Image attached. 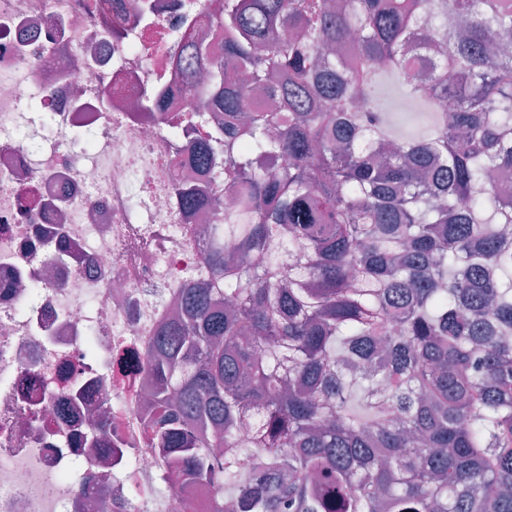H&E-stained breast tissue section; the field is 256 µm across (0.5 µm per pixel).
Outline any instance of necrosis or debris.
Listing matches in <instances>:
<instances>
[{"mask_svg":"<svg viewBox=\"0 0 512 512\" xmlns=\"http://www.w3.org/2000/svg\"><path fill=\"white\" fill-rule=\"evenodd\" d=\"M223 2L0 0V512H210L147 446L138 356L221 222L182 207L173 139L137 103L185 112L170 61Z\"/></svg>","mask_w":512,"mask_h":512,"instance_id":"1","label":"necrosis or debris"}]
</instances>
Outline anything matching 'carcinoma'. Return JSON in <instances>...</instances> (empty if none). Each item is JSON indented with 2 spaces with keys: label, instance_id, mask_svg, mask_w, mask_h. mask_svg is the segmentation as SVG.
<instances>
[{
  "label": "carcinoma",
  "instance_id": "cac0c4a2",
  "mask_svg": "<svg viewBox=\"0 0 512 512\" xmlns=\"http://www.w3.org/2000/svg\"><path fill=\"white\" fill-rule=\"evenodd\" d=\"M172 123L224 246L148 349L213 512H512V0H224ZM428 102L395 131L378 92ZM255 90L266 103L250 112ZM209 135L196 139L199 121ZM284 157L288 166L277 167Z\"/></svg>",
  "mask_w": 512,
  "mask_h": 512
}]
</instances>
